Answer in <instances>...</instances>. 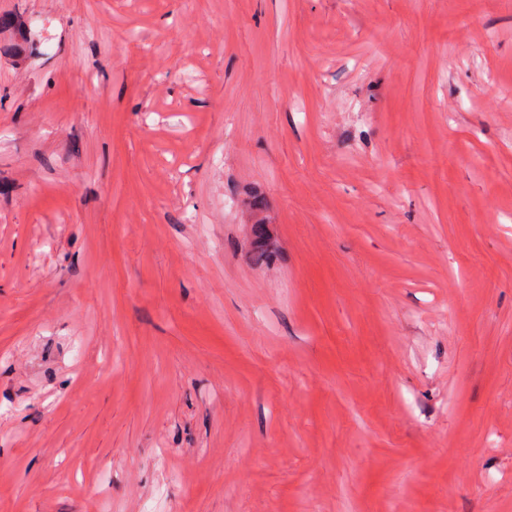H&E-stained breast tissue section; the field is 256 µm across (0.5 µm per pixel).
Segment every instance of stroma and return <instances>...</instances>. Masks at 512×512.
<instances>
[{
  "label": "stroma",
  "mask_w": 512,
  "mask_h": 512,
  "mask_svg": "<svg viewBox=\"0 0 512 512\" xmlns=\"http://www.w3.org/2000/svg\"><path fill=\"white\" fill-rule=\"evenodd\" d=\"M1 15L0 512H512V0Z\"/></svg>",
  "instance_id": "1"
}]
</instances>
